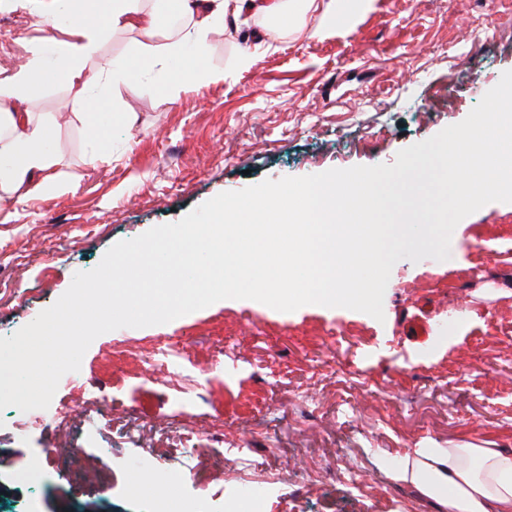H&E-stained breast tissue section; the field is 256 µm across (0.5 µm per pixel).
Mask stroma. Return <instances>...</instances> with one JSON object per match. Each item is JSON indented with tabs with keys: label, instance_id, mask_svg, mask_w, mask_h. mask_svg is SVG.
Masks as SVG:
<instances>
[{
	"label": "stroma",
	"instance_id": "stroma-1",
	"mask_svg": "<svg viewBox=\"0 0 512 512\" xmlns=\"http://www.w3.org/2000/svg\"><path fill=\"white\" fill-rule=\"evenodd\" d=\"M317 17L276 40L218 28L203 54L224 77L176 100L155 68L132 66L101 89L112 112L105 161L90 159L80 106L55 83L29 109L53 129L62 190L22 204L0 199V331L16 332L50 307L76 272L121 240L180 220L226 191L266 179L394 163L400 150L463 121L512 70V0H370L352 20L315 36ZM62 31L27 9H0V60L16 38L47 43ZM253 62L237 63L242 49ZM480 81H473V74ZM446 261L399 260L384 320L306 305L280 312L225 299L169 323L97 337L81 370L130 413L112 428V454L84 448L70 462L42 454L66 445L44 422L0 411V512H155L157 482L125 448L148 426L199 422L234 445L205 482L174 486L168 512H234L246 489L228 480L240 461L282 464L262 512H440L392 466L420 448L512 449V203L492 202L455 228ZM432 331L416 341L408 321ZM180 340L195 370L150 381L139 353L153 337ZM221 373L200 374L215 343ZM354 469L310 486V469ZM39 469L33 487L26 473ZM105 472L99 494L91 482Z\"/></svg>",
	"mask_w": 512,
	"mask_h": 512
}]
</instances>
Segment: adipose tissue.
<instances>
[{"label": "adipose tissue", "mask_w": 512, "mask_h": 512, "mask_svg": "<svg viewBox=\"0 0 512 512\" xmlns=\"http://www.w3.org/2000/svg\"><path fill=\"white\" fill-rule=\"evenodd\" d=\"M68 40L56 42L54 66H46L40 47L26 43L27 59L19 66L0 67V191L30 196L58 189L55 174L58 157L47 148L50 125L35 119L26 105L53 81L76 87L89 113L85 133L93 146L92 159L108 155L98 112L106 102L99 87L105 78L127 68V61L100 62L96 73H86L104 36L114 30L150 34L154 14L145 12L142 0H65ZM177 13L186 19L187 30L161 47L144 43L139 48L146 65H166L184 56L195 62L181 78L169 82V98H177L189 85L220 79V72L199 63L200 47L215 27L240 23L243 17L276 21L317 15L315 35L327 32L332 22L345 18V0H176ZM396 480L421 489L444 512H512V452L502 448L448 447L418 449L414 460L398 462Z\"/></svg>", "instance_id": "ef3b65f1"}]
</instances>
